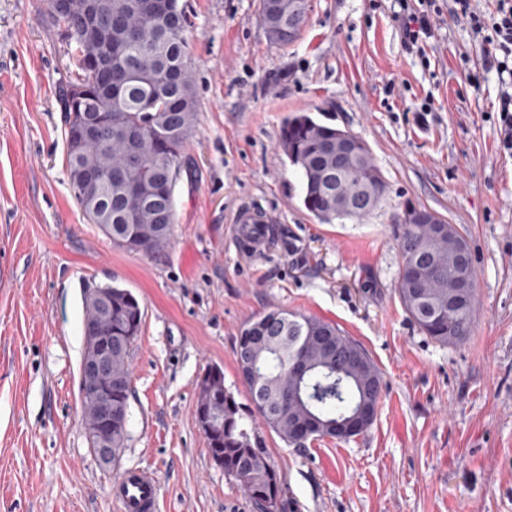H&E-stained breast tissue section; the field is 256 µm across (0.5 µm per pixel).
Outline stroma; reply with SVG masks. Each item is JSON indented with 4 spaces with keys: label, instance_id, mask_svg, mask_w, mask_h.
<instances>
[{
    "label": "stroma",
    "instance_id": "1",
    "mask_svg": "<svg viewBox=\"0 0 512 512\" xmlns=\"http://www.w3.org/2000/svg\"><path fill=\"white\" fill-rule=\"evenodd\" d=\"M199 108L174 190L164 256L113 246L68 187L57 110L71 48L44 0H0V512H121L112 483L152 470L158 512H256L210 458L196 420L205 368L237 402L242 329L280 308L336 323L378 368L382 401L356 438L298 448L264 437L290 512H512V157L480 84L482 46L441 15L408 50L391 0H312L294 43L269 41L259 0H185ZM311 113L358 135L389 192L361 222L322 224L278 148L284 120ZM428 207L457 225L476 276L472 330L440 345L396 292L393 211ZM278 233L266 254L235 244L242 206ZM129 289L144 312L130 355L128 440L93 453L79 367L86 281Z\"/></svg>",
    "mask_w": 512,
    "mask_h": 512
}]
</instances>
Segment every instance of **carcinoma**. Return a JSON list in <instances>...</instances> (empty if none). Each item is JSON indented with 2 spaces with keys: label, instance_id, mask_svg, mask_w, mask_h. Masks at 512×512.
<instances>
[{
  "label": "carcinoma",
  "instance_id": "carcinoma-1",
  "mask_svg": "<svg viewBox=\"0 0 512 512\" xmlns=\"http://www.w3.org/2000/svg\"><path fill=\"white\" fill-rule=\"evenodd\" d=\"M90 20L110 30L112 61L102 68L100 45L83 36L74 17L55 13L45 0L52 26L73 44L77 73L61 82L58 108L64 118L69 188L87 223L94 224L116 247L158 256L170 245L175 223L174 187L194 125L198 97L190 59L191 23L180 0H86ZM258 19L269 40L288 45V0L265 2ZM337 128L305 112L288 117L279 147L302 174L304 207L319 221H359L378 208L388 184L367 146L351 159L336 156ZM359 194L370 206L336 210V201ZM399 249L402 265L398 295L404 310L431 340L448 345L469 335L476 288L461 294L459 253L466 237L451 224L436 234L426 224H407L403 212ZM112 293V322L101 321L112 336V460L128 439L130 349L139 335L143 313L134 295L107 284ZM358 346L336 324L272 309L241 332L237 365L245 380L252 412L284 441L293 443L295 423L314 416L316 438H334L329 426L364 404L378 409L381 377L365 350L362 362L346 351ZM305 359L307 376L288 374L289 363ZM214 391L199 393L214 425L204 431L209 454L224 473L237 480L259 512H288L285 481L272 463L259 432L247 429L243 412L224 388V373L213 378Z\"/></svg>",
  "mask_w": 512,
  "mask_h": 512
}]
</instances>
